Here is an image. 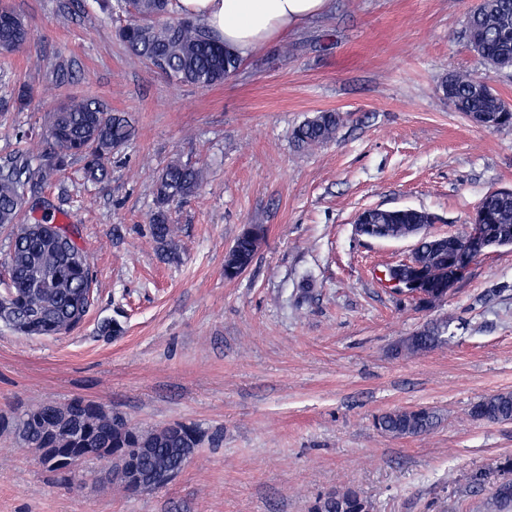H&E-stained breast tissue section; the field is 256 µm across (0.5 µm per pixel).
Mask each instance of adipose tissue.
<instances>
[{"label": "adipose tissue", "instance_id": "ef3b65f1", "mask_svg": "<svg viewBox=\"0 0 512 512\" xmlns=\"http://www.w3.org/2000/svg\"><path fill=\"white\" fill-rule=\"evenodd\" d=\"M179 10L204 17L226 49L246 57L321 14L327 0H178Z\"/></svg>", "mask_w": 512, "mask_h": 512}]
</instances>
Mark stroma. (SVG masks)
I'll return each mask as SVG.
<instances>
[{
	"label": "stroma",
	"instance_id": "1",
	"mask_svg": "<svg viewBox=\"0 0 512 512\" xmlns=\"http://www.w3.org/2000/svg\"><path fill=\"white\" fill-rule=\"evenodd\" d=\"M7 2L34 37L0 54V163L23 148L15 129L41 125L67 97L103 99L135 135L103 182H84L76 160L38 195L32 218L78 228L95 303L65 336L0 323V416L81 397L142 428L196 425L203 441L171 483L130 494L97 462L65 484L0 432V512H308L342 485L376 512H481L499 458L512 455V422H475L467 410L512 391V248L485 250L426 307L383 277L414 239L355 227L368 208H413L433 216L430 234L461 233L488 191L512 189V128L474 125L440 90L461 72L512 103V69H491L466 42L475 0H328L208 88L132 58L97 0ZM60 51L73 82L49 68ZM38 56L45 68L32 67ZM24 84L35 95L21 111ZM328 111L343 117L335 139L298 150L293 128ZM175 158L206 166L208 179L173 208L178 254L168 258L147 215ZM249 224L266 237L226 280L224 255ZM107 320L120 334L102 333ZM434 327L442 343L396 355ZM419 405L441 417L430 435L372 426Z\"/></svg>",
	"mask_w": 512,
	"mask_h": 512
}]
</instances>
